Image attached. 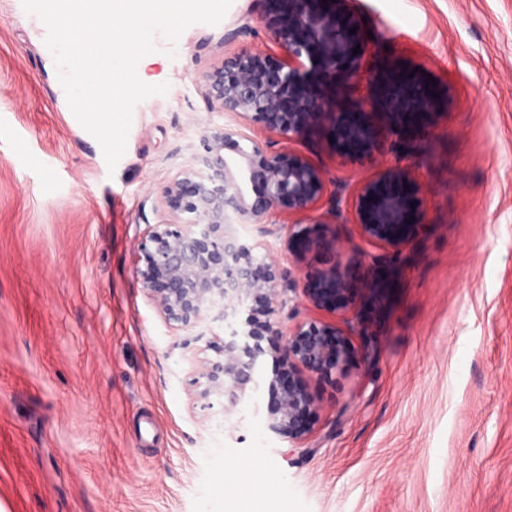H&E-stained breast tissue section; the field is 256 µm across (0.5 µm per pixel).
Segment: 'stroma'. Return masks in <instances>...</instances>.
<instances>
[{
  "label": "stroma",
  "mask_w": 512,
  "mask_h": 512,
  "mask_svg": "<svg viewBox=\"0 0 512 512\" xmlns=\"http://www.w3.org/2000/svg\"><path fill=\"white\" fill-rule=\"evenodd\" d=\"M340 6L370 32L363 75L398 60L448 101L412 152L386 128L362 157L323 133L292 143L331 191L394 163L426 185L414 237L371 249L345 313L295 300L290 323L335 322L352 354L313 381L322 409L293 450L264 426L266 387L230 413L192 405L190 374L224 323L171 328L135 263L203 132L235 122L204 75L244 49L286 58L264 0H233L177 43L155 37L143 80L170 89L136 105L112 171L46 27L0 0V512H224L220 478L245 462L280 483L239 512H512V0Z\"/></svg>",
  "instance_id": "obj_1"
}]
</instances>
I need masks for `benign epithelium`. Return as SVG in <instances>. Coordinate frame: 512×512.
<instances>
[{"instance_id": "benign-epithelium-1", "label": "benign epithelium", "mask_w": 512, "mask_h": 512, "mask_svg": "<svg viewBox=\"0 0 512 512\" xmlns=\"http://www.w3.org/2000/svg\"><path fill=\"white\" fill-rule=\"evenodd\" d=\"M273 23L269 36L284 47L288 62L275 71L263 54L243 50L209 72L203 94L208 102L233 112L236 124L206 129L201 138L207 173L185 169L164 189L161 224H149L137 243V274L148 301L174 329L200 320L218 300L251 302L264 320L253 316L228 324L229 333L214 359L199 361L188 395L203 409L211 397L234 410L247 391L259 387L256 367L263 343L277 353L288 378L267 381L269 400L264 424L280 439L301 445L312 434L319 401L305 381L328 378L352 353L346 335L334 324L301 322L285 327L282 315L292 298L281 285L279 263L269 250L265 225L283 201L290 210L310 216L292 231L288 261L302 269L314 253L339 252L336 224L351 208L359 238L366 247L397 249L422 222L411 204L425 194L424 183L396 166L359 179L346 195H336L330 209L319 211L327 192L323 171L291 147L297 133L325 132L349 156L369 155L379 147L369 112H380L398 133L417 132L441 109L443 92L419 73L398 64L382 67L374 77V95L364 101L350 95L360 77L367 40L357 20L332 0H266ZM356 29L351 34L349 30ZM360 47L358 53L353 48ZM259 126L277 140L260 143L245 130ZM259 188L255 197L249 189ZM241 224H261L260 237L237 239L231 215ZM352 264L331 260L302 289L315 307L334 314L354 287Z\"/></svg>"}]
</instances>
